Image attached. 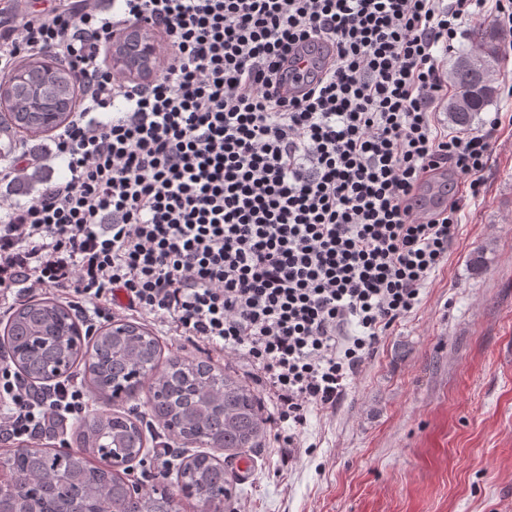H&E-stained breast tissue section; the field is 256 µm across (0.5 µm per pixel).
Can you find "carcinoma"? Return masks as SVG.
<instances>
[{
	"instance_id": "obj_1",
	"label": "carcinoma",
	"mask_w": 512,
	"mask_h": 512,
	"mask_svg": "<svg viewBox=\"0 0 512 512\" xmlns=\"http://www.w3.org/2000/svg\"><path fill=\"white\" fill-rule=\"evenodd\" d=\"M462 56L452 72L453 89H484L477 100L448 99V115L466 128L494 99L489 80L493 56L481 65ZM75 97L71 69L59 62L27 57L0 75V158L16 152L22 133L43 134L68 122ZM18 371L33 382L51 381L55 363L82 365L91 387L109 399L121 392L128 401L146 394L151 416L181 443L204 446L223 437L225 457L199 451L177 472V493L130 494L126 480L92 464L117 451L133 461L144 448L143 430L112 409H96L74 427L75 447L64 452L31 446L6 463L17 476L10 498L14 512H57L58 493L71 495L72 512H176V495L193 497L200 512H232L231 499L214 502L212 491L236 481L228 460L259 447L265 418L259 397L229 369L195 355L174 353L160 361L159 342L146 328L123 322L106 325L80 340L78 322L61 303L30 300L17 306L0 337Z\"/></svg>"
}]
</instances>
